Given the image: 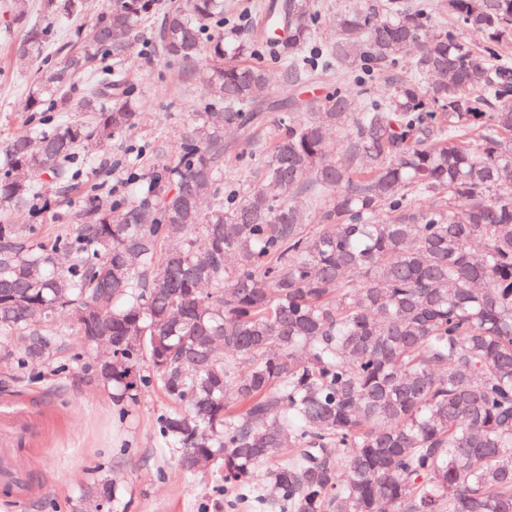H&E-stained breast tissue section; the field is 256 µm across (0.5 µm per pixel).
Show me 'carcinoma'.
I'll return each mask as SVG.
<instances>
[{
	"mask_svg": "<svg viewBox=\"0 0 512 512\" xmlns=\"http://www.w3.org/2000/svg\"><path fill=\"white\" fill-rule=\"evenodd\" d=\"M6 7L13 70L36 66L29 131L0 153V347L17 369L112 337L94 366L112 402L160 388L161 437L195 449L181 469L211 460L243 498L261 474V512H512V0H447L449 27L400 0L343 10L321 50L314 0L270 4L289 78H397L361 108L339 90L295 102L240 198L224 195V128L250 124L271 77L248 62L256 38L224 37V0H107L75 50L57 22L84 0ZM159 13L165 54L205 63L218 111L168 162L133 167L127 195L84 190L78 222L43 242L13 213L132 124L118 64ZM91 71L73 107L88 119L45 114Z\"/></svg>",
	"mask_w": 512,
	"mask_h": 512,
	"instance_id": "carcinoma-1",
	"label": "carcinoma"
}]
</instances>
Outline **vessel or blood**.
Segmentation results:
<instances>
[{"instance_id": "b4317fda", "label": "vessel or blood", "mask_w": 512, "mask_h": 512, "mask_svg": "<svg viewBox=\"0 0 512 512\" xmlns=\"http://www.w3.org/2000/svg\"><path fill=\"white\" fill-rule=\"evenodd\" d=\"M42 420L30 408L0 400V497L15 512H26L30 501L29 476L35 464L34 443Z\"/></svg>"}]
</instances>
